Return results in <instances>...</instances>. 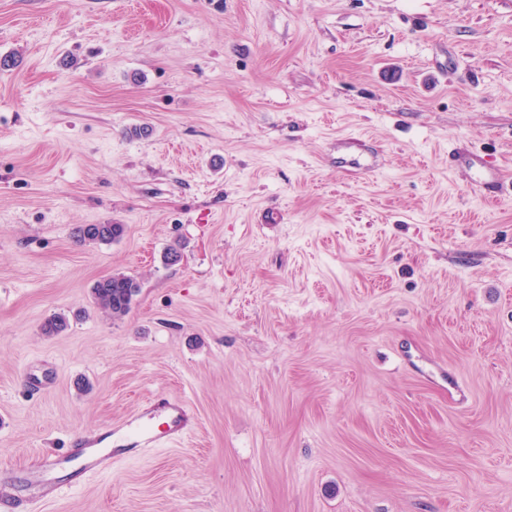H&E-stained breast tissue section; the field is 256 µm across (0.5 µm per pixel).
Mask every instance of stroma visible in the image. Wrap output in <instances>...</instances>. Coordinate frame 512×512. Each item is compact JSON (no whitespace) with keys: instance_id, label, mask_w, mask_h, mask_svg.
<instances>
[{"instance_id":"stroma-1","label":"stroma","mask_w":512,"mask_h":512,"mask_svg":"<svg viewBox=\"0 0 512 512\" xmlns=\"http://www.w3.org/2000/svg\"><path fill=\"white\" fill-rule=\"evenodd\" d=\"M0 57L16 503L512 512V191L448 168L460 145L512 181V0H0ZM116 271L119 319L91 296ZM155 395L194 432L36 500L43 459ZM125 233L123 224H83L76 228L74 237L80 244H110L123 239ZM139 291L140 286L134 278L116 272L97 280L91 288V295L104 312L112 318H120L129 311Z\"/></svg>"}]
</instances>
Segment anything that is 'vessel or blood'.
Returning <instances> with one entry per match:
<instances>
[{"label":"vessel or blood","mask_w":512,"mask_h":512,"mask_svg":"<svg viewBox=\"0 0 512 512\" xmlns=\"http://www.w3.org/2000/svg\"><path fill=\"white\" fill-rule=\"evenodd\" d=\"M451 164L477 170L479 182L488 198H497L504 190L503 173L499 167L489 165L484 157L451 150L448 155ZM195 424V416L187 403L166 396L153 398L131 419L113 428L110 436H86L74 443L59 456L42 462L44 472L50 473L67 468L79 474L100 472L111 468V455L102 452L105 439H119L129 446L151 445L170 442L182 437Z\"/></svg>","instance_id":"1"}]
</instances>
